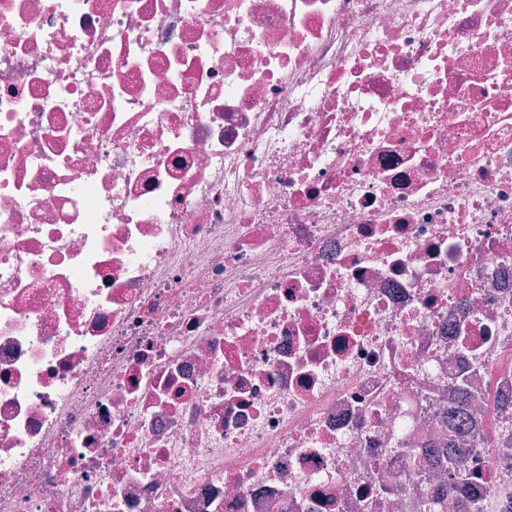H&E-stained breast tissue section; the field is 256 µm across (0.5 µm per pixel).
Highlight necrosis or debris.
Returning a JSON list of instances; mask_svg holds the SVG:
<instances>
[{
	"label": "necrosis or debris",
	"instance_id": "4bbe7bcc",
	"mask_svg": "<svg viewBox=\"0 0 512 512\" xmlns=\"http://www.w3.org/2000/svg\"><path fill=\"white\" fill-rule=\"evenodd\" d=\"M512 512V0H0V512Z\"/></svg>",
	"mask_w": 512,
	"mask_h": 512
}]
</instances>
